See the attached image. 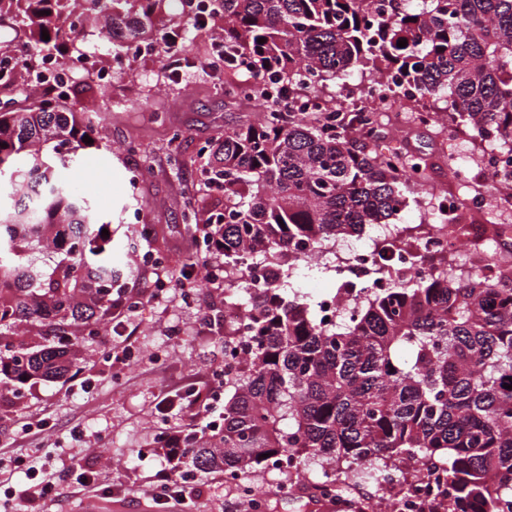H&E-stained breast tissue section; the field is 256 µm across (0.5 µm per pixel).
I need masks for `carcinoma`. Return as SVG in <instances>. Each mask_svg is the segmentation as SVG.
<instances>
[{
  "mask_svg": "<svg viewBox=\"0 0 512 512\" xmlns=\"http://www.w3.org/2000/svg\"><path fill=\"white\" fill-rule=\"evenodd\" d=\"M173 0H88L112 40L183 41L163 23ZM224 95L266 102L257 122L224 132L200 169L201 194L224 189V209L206 223L224 243V307L249 320L254 352L239 361L237 316L224 320L223 424L183 438L187 466L236 481L273 459L297 460L295 478L324 462L371 481L379 464L407 486L431 477L447 512H512V265L454 273L443 261L401 279L384 263L372 280H336L354 294L350 319L321 323L289 297L293 243L317 249L359 235L428 192L427 162L367 149L379 113L332 112L336 94L367 80L415 89L411 109L440 132L477 131L484 147L512 160V0H222ZM73 0H0V24L22 25L33 69L55 46ZM49 40L42 38V32ZM264 43H258V39ZM407 41L400 48L397 43ZM305 97L329 111L297 112ZM49 89L36 105L0 111V386L61 378L97 335L118 277L112 236L92 199L71 191L69 172L86 152L90 126L60 109ZM446 106L439 107L438 102ZM253 251L265 283L243 292L242 252ZM407 353V358L400 353ZM269 457H264V454Z\"/></svg>",
  "mask_w": 512,
  "mask_h": 512,
  "instance_id": "carcinoma-1",
  "label": "carcinoma"
}]
</instances>
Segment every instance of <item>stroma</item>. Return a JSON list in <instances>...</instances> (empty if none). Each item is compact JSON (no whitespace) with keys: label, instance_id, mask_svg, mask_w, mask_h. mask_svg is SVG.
Segmentation results:
<instances>
[{"label":"stroma","instance_id":"1","mask_svg":"<svg viewBox=\"0 0 512 512\" xmlns=\"http://www.w3.org/2000/svg\"><path fill=\"white\" fill-rule=\"evenodd\" d=\"M221 32L218 23L192 31L176 75L157 49L130 59L109 85L80 71L71 75L66 105L96 119L93 135L100 145L95 164L79 167L71 181L77 193L92 195L103 220L112 224V265L122 290L140 300L126 312L136 342L125 351L112 317H104L81 353L80 366L94 380L90 390H78L65 377L33 379L21 402H0V487L24 481L11 462L19 454L42 479H64L78 462L101 482L123 484L127 493L115 504L121 512H136L150 503V478L165 465L156 448L160 432H181L188 423L182 415L158 413L157 402L174 384L207 379L224 363L223 295L200 288L189 298L175 284L159 286L167 274L201 275L197 260L205 246L185 218L198 198V169L205 161L200 148L257 118L255 105L225 98L223 69L208 65L210 43ZM58 49L69 59L83 55L87 67L112 68V32L102 24L79 21ZM375 147L426 157L429 182L437 188L448 186L453 161L468 168L470 184L488 181L479 142L469 130L449 138L405 114L399 125L384 122ZM135 210L142 224L153 227L151 237H141V224L129 223ZM462 221L472 229L473 250L512 253V206L495 189L488 188L481 212L463 210ZM148 252L162 254L163 264L144 263ZM38 421L44 430L25 432V424ZM247 481L264 487L263 512H338L314 484L292 482L283 494L261 470Z\"/></svg>","mask_w":512,"mask_h":512}]
</instances>
